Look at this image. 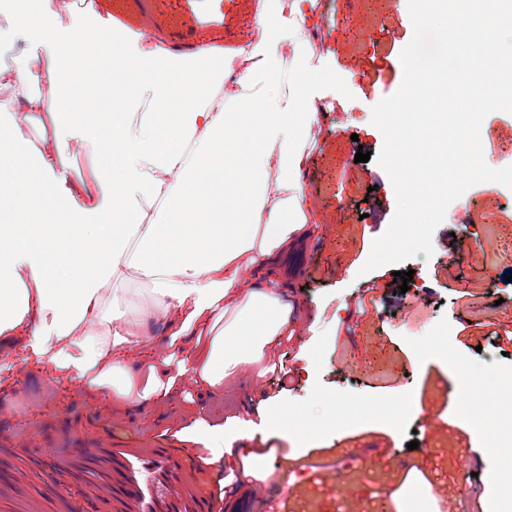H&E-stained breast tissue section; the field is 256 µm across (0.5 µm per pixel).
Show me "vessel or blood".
<instances>
[{"label":"vessel or blood","mask_w":512,"mask_h":512,"mask_svg":"<svg viewBox=\"0 0 512 512\" xmlns=\"http://www.w3.org/2000/svg\"><path fill=\"white\" fill-rule=\"evenodd\" d=\"M135 34L163 41L175 54L202 52L209 39L224 32V0H99Z\"/></svg>","instance_id":"vessel-or-blood-1"}]
</instances>
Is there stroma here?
<instances>
[{"label":"stroma","instance_id":"35a3bbf8","mask_svg":"<svg viewBox=\"0 0 512 512\" xmlns=\"http://www.w3.org/2000/svg\"><path fill=\"white\" fill-rule=\"evenodd\" d=\"M257 2L224 0L225 46L250 40ZM304 35L336 83L314 100L319 144L302 180L321 221L281 261L302 311L294 335L280 339L274 363L243 367L220 391L186 380L181 397L128 415L121 442L105 426L108 397L40 367L21 371L19 347L0 340V512H192L172 491L185 471L227 500L261 487L277 512H512V458L492 446L512 394V189L482 183L452 203L433 255L402 263L414 272L406 293L392 266L362 273L396 197L375 161L354 157L383 146L371 108L401 85L407 0H320ZM481 139L490 167L512 165V114L488 115ZM454 360L469 393L454 386ZM266 398L311 427L308 441L280 431L244 438L213 468L204 444L181 433L256 420ZM485 403L480 432L471 415ZM425 412L439 428L424 426ZM45 418L41 444L27 445L29 426ZM259 447L265 457H254ZM469 460L477 476L463 474ZM334 472L346 496L325 487Z\"/></svg>","mask_w":512,"mask_h":512}]
</instances>
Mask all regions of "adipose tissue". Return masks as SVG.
Wrapping results in <instances>:
<instances>
[{"instance_id":"adipose-tissue-1","label":"adipose tissue","mask_w":512,"mask_h":512,"mask_svg":"<svg viewBox=\"0 0 512 512\" xmlns=\"http://www.w3.org/2000/svg\"><path fill=\"white\" fill-rule=\"evenodd\" d=\"M319 7L267 0L247 46L195 55L91 6L10 10L27 46L0 85L26 91L0 99V338L25 363L128 414L180 378L214 392L271 359L297 323L277 259L318 219L302 179L329 79L303 35ZM132 273L148 305L126 288Z\"/></svg>"}]
</instances>
